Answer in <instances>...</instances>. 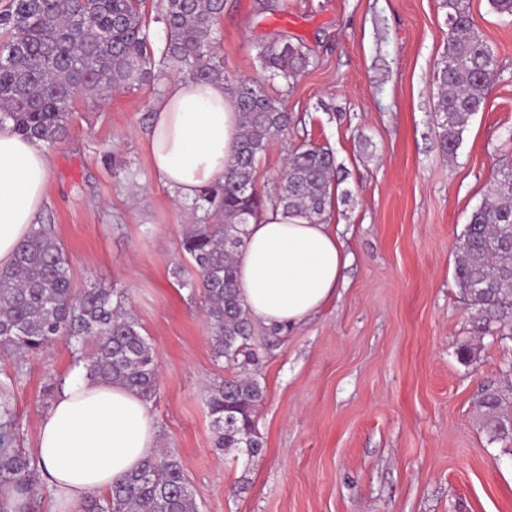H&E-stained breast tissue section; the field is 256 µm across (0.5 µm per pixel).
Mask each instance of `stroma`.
Returning <instances> with one entry per match:
<instances>
[{
    "label": "stroma",
    "instance_id": "1",
    "mask_svg": "<svg viewBox=\"0 0 512 512\" xmlns=\"http://www.w3.org/2000/svg\"><path fill=\"white\" fill-rule=\"evenodd\" d=\"M442 3L279 0L270 11L225 0L214 34L225 74L260 76V46L278 34L309 50L284 101L292 124L269 142L256 178L276 195L292 150L331 149L342 181L328 221L350 255L338 298L292 328L256 329L258 456L213 446L205 391L239 372L213 358L200 303L175 274L194 217L150 166L158 89L78 96L48 149L38 221L64 245L75 291H125L160 373L149 404L160 445L180 457L200 512H512V452L490 438L478 406L491 386L512 415V337L474 331L455 276L468 217L512 149V19L467 0L499 72L448 156L434 112ZM49 368L70 373L66 337L20 366L0 358L13 445L26 452L53 400Z\"/></svg>",
    "mask_w": 512,
    "mask_h": 512
}]
</instances>
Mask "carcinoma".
<instances>
[{
    "label": "carcinoma",
    "instance_id": "cac0c4a2",
    "mask_svg": "<svg viewBox=\"0 0 512 512\" xmlns=\"http://www.w3.org/2000/svg\"><path fill=\"white\" fill-rule=\"evenodd\" d=\"M451 21L441 66L435 74V112L440 144L452 154L468 118L485 106L484 90L497 74L498 59L463 0H444ZM224 14V0H164L161 21L167 38L160 60L149 40L145 0H9L0 29V127L45 145L63 133L76 97L91 98L113 88H139L156 79L157 64L199 81H222L240 120L236 163L224 181L192 202L198 213L183 239L190 265L186 277L198 296L216 361L245 368L255 360L249 342L255 325L239 297L234 255L244 225L268 206L313 223L332 207L336 158L324 147H298L288 158L276 199L258 188L257 164L268 143L287 129L291 117L282 99L262 80L224 75L211 35ZM263 75L285 84L309 66L300 42L281 35L259 52ZM457 284L470 305L475 329L493 336L512 325V155L491 171L489 199L474 210L462 235ZM118 288L73 291L71 262L54 228L40 224L18 246L13 266L0 271V357L14 361L46 352L65 335L73 363L88 376L119 384L152 400L159 391L152 345L126 310ZM94 341L92 356L85 354ZM252 377L222 380L207 389L214 447L249 457L260 454L263 438L255 411L263 399ZM501 397L490 388L481 398L484 425L492 439L512 441V417L501 412ZM9 385L0 387V428L16 424ZM36 457L9 447L0 434V481H10L30 500L38 495ZM81 512H199L188 490L182 460L168 450L146 460L106 494H92Z\"/></svg>",
    "mask_w": 512,
    "mask_h": 512
}]
</instances>
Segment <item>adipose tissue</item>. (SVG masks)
I'll return each instance as SVG.
<instances>
[{"mask_svg":"<svg viewBox=\"0 0 512 512\" xmlns=\"http://www.w3.org/2000/svg\"><path fill=\"white\" fill-rule=\"evenodd\" d=\"M238 115L223 83L182 75L152 103L148 133L153 172L181 200L222 181L238 147ZM51 161L42 143L0 130V269L37 224ZM349 257L330 225L266 209L245 227L236 254L238 291L254 323L292 326L336 295ZM160 450L143 398L90 379L75 367L42 412L33 450L53 512H80L91 494L111 490Z\"/></svg>","mask_w":512,"mask_h":512,"instance_id":"ef3b65f1","label":"adipose tissue"}]
</instances>
